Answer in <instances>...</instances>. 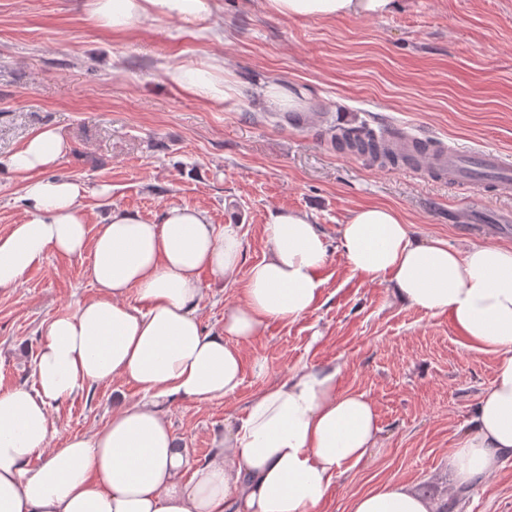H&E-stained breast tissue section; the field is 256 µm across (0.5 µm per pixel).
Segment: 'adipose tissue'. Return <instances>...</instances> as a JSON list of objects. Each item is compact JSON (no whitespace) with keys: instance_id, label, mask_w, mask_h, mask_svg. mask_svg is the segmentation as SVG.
I'll return each mask as SVG.
<instances>
[{"instance_id":"ef3b65f1","label":"adipose tissue","mask_w":512,"mask_h":512,"mask_svg":"<svg viewBox=\"0 0 512 512\" xmlns=\"http://www.w3.org/2000/svg\"><path fill=\"white\" fill-rule=\"evenodd\" d=\"M398 6V0H265L266 10L288 18L383 17ZM213 7V0H95L92 15L121 33L147 19L201 25ZM164 75L204 99L237 93L216 59L169 65ZM65 151L62 135L47 127L0 156V169L28 178L25 218L0 235V288L16 285L48 253L88 251L97 290L45 325L33 388L0 391V512H317L334 478L378 443L375 406L364 394L338 391L340 366H305L257 393L197 466L161 409L169 399L232 395L243 379L239 343L270 322L316 308L327 243L312 215L288 208L270 214L268 254L250 267L244 301L225 310L223 332L211 334L197 315L200 274L224 277L239 267L236 226L220 230L206 210L172 205L156 224L114 209L89 232L84 187L43 175ZM339 247L353 273L448 316L473 348L496 353L473 427L448 456L457 486L495 472L501 457L512 455V249L421 240L397 211L379 205L351 212ZM131 294L136 302H128ZM118 377L135 384L143 401L50 449L57 434L52 409ZM435 510V502L396 479L349 504V512Z\"/></svg>"}]
</instances>
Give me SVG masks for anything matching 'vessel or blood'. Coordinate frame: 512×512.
<instances>
[{
    "label": "vessel or blood",
    "mask_w": 512,
    "mask_h": 512,
    "mask_svg": "<svg viewBox=\"0 0 512 512\" xmlns=\"http://www.w3.org/2000/svg\"><path fill=\"white\" fill-rule=\"evenodd\" d=\"M389 137L404 148L411 158L412 167L426 169L439 179L451 183L486 185L496 193L512 191V162L496 153H465L447 146L422 155L416 151L415 136L397 129L390 132Z\"/></svg>",
    "instance_id": "1"
}]
</instances>
